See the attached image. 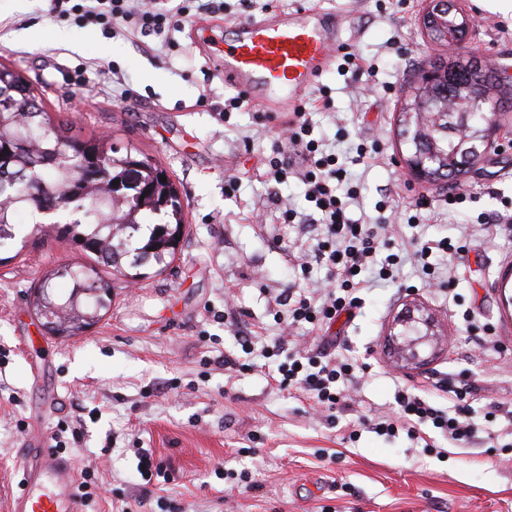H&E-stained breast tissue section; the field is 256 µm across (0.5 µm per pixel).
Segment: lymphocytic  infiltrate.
Here are the masks:
<instances>
[{"mask_svg":"<svg viewBox=\"0 0 512 512\" xmlns=\"http://www.w3.org/2000/svg\"><path fill=\"white\" fill-rule=\"evenodd\" d=\"M211 6L206 0H179L171 9L156 7L153 0H52L50 15L57 20H68L85 28L99 27L103 35L126 32L131 36L168 38L178 30L183 19L192 12H207ZM313 128L305 112H297L281 129L275 155L269 161L268 175L275 182H283L291 173L301 174L307 186V197L321 213L323 224L316 242L302 257L303 263L326 266L330 281L320 288H299L286 292L279 303L287 313L286 326L300 321L310 323L335 319L360 303L362 288L356 275L369 267H377L380 279L395 278L400 262L398 255H388L377 261V249L386 218L374 224H352L345 216V200L356 199L355 189H348L345 198H338L335 182L343 180L342 169L336 166V157L323 154L313 139ZM286 340L275 342L272 350L287 353ZM288 359L279 364L281 388L300 386L314 393L323 412L332 414L344 408L347 396L342 387L353 377L356 361L338 359L323 352L287 353ZM468 394L456 392L453 409L447 410L430 404L420 396L405 392L395 397L396 416L382 415L373 423L375 429L391 432L402 427L415 433L419 424L432 422L450 442L462 444L472 436V427L465 420Z\"/></svg>","mask_w":512,"mask_h":512,"instance_id":"1","label":"lymphocytic infiltrate"}]
</instances>
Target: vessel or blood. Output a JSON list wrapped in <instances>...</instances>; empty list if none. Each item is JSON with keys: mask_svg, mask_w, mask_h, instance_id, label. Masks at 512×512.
<instances>
[{"mask_svg": "<svg viewBox=\"0 0 512 512\" xmlns=\"http://www.w3.org/2000/svg\"><path fill=\"white\" fill-rule=\"evenodd\" d=\"M235 38L210 63L225 85L269 112L301 111L305 91L332 66L341 18L301 8L235 22ZM33 460L17 487L0 489L6 512H77L79 480L55 448L29 452Z\"/></svg>", "mask_w": 512, "mask_h": 512, "instance_id": "obj_1", "label": "vessel or blood"}]
</instances>
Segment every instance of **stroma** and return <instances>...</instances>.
<instances>
[{"instance_id": "35a3bbf8", "label": "stroma", "mask_w": 512, "mask_h": 512, "mask_svg": "<svg viewBox=\"0 0 512 512\" xmlns=\"http://www.w3.org/2000/svg\"><path fill=\"white\" fill-rule=\"evenodd\" d=\"M214 2L173 32L172 47L151 35L145 52L129 37L51 19L49 0H0V63L36 82L46 107L82 134L108 135L113 147L133 145L161 162L187 224L169 267H146L132 285L115 281L110 307L68 337L40 329L29 297L56 265L77 260L74 249L32 235L0 250V482L20 480L28 449L57 440L96 490L84 512H512V281L501 280L512 268V111L499 114L502 133L475 174L418 181L403 163L409 148L397 119L411 83L448 55L419 27L427 0ZM470 2L469 51L511 73L512 14ZM309 6L343 15L340 52L366 69H332L304 100L314 138L360 190L347 216L358 224L390 217L383 257L414 239L462 248L429 258L451 282L433 284L406 260L395 281L360 290L353 317L292 329L294 346L322 343L359 365L346 384L350 406L332 422L305 391L279 389L271 377L278 360L264 356L282 333L274 294L329 277L326 267L297 261L317 228L280 220L281 206L315 208L297 176L267 179L279 126L262 107L219 118L236 91L205 80L195 44L197 29L228 42L234 22ZM103 61L120 69L122 85L100 71ZM126 87L136 98H123ZM360 146L376 159L351 164ZM454 190L467 199L452 207ZM413 302L434 316L448 349L407 370L384 344ZM224 356L234 367L219 365ZM402 389L443 408L449 391L470 390L469 443L449 444L429 423L414 435L372 429L369 418L395 414ZM495 403L502 411L492 412ZM146 452L165 477L142 475Z\"/></svg>"}]
</instances>
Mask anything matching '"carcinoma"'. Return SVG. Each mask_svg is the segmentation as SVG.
Instances as JSON below:
<instances>
[{
  "label": "carcinoma",
  "mask_w": 512,
  "mask_h": 512,
  "mask_svg": "<svg viewBox=\"0 0 512 512\" xmlns=\"http://www.w3.org/2000/svg\"><path fill=\"white\" fill-rule=\"evenodd\" d=\"M432 136L453 166L455 128ZM131 166L138 167L137 188L125 182ZM22 214L33 218L32 231L50 232L79 255L95 256L128 284L142 277L141 268L168 267L186 227L176 184L160 162L135 147L119 156L104 135L73 133L69 120L47 111L33 83L0 64V248L21 232ZM57 278L72 283L68 295L54 291ZM111 293L112 283L94 267L64 264L34 289L30 307L35 315L48 311L74 336L99 318Z\"/></svg>",
  "instance_id": "carcinoma-1"
}]
</instances>
